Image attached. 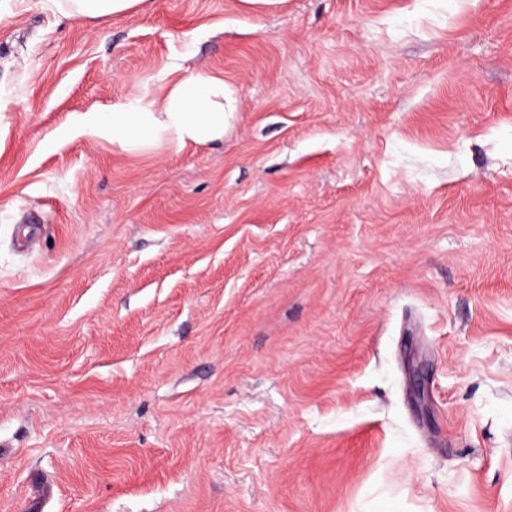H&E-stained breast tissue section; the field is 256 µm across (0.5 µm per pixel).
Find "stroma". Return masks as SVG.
<instances>
[{"mask_svg":"<svg viewBox=\"0 0 512 512\" xmlns=\"http://www.w3.org/2000/svg\"><path fill=\"white\" fill-rule=\"evenodd\" d=\"M67 5L0 14V512H512V0ZM177 65L222 143L68 135ZM74 11L83 17L97 18L144 9L148 0H71Z\"/></svg>","mask_w":512,"mask_h":512,"instance_id":"stroma-1","label":"stroma"}]
</instances>
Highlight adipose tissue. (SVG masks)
Masks as SVG:
<instances>
[{
	"mask_svg": "<svg viewBox=\"0 0 512 512\" xmlns=\"http://www.w3.org/2000/svg\"><path fill=\"white\" fill-rule=\"evenodd\" d=\"M237 110L223 75L198 69L168 82L161 97L120 103L108 112L74 113L70 130L128 153L181 149L223 142Z\"/></svg>",
	"mask_w": 512,
	"mask_h": 512,
	"instance_id": "obj_1",
	"label": "adipose tissue"
}]
</instances>
